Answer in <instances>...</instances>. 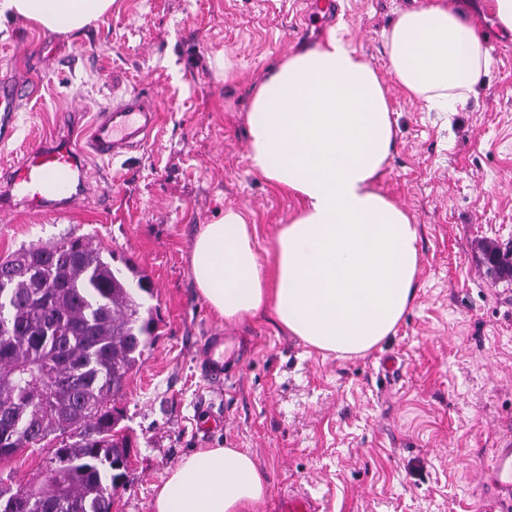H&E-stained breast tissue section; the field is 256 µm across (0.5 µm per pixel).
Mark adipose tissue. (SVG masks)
Returning a JSON list of instances; mask_svg holds the SVG:
<instances>
[{"mask_svg": "<svg viewBox=\"0 0 512 512\" xmlns=\"http://www.w3.org/2000/svg\"><path fill=\"white\" fill-rule=\"evenodd\" d=\"M114 0H0L54 32H76ZM389 67L408 96L457 112L483 87L490 58L467 5L418 0L385 35ZM252 168L293 194L272 265L261 263L243 210L225 209L192 247L196 285L229 321L268 310L289 334L339 356L364 354L390 336L411 306L419 230L377 188L396 145L387 92L374 66L341 33L286 57L254 90L247 118ZM267 490L246 450L186 455L157 490L154 512H249Z\"/></svg>", "mask_w": 512, "mask_h": 512, "instance_id": "adipose-tissue-1", "label": "adipose tissue"}]
</instances>
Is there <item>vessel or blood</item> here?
I'll list each match as a JSON object with an SVG mask.
<instances>
[{
    "mask_svg": "<svg viewBox=\"0 0 512 512\" xmlns=\"http://www.w3.org/2000/svg\"><path fill=\"white\" fill-rule=\"evenodd\" d=\"M32 90L23 83H0V112L16 111ZM159 107L154 96L131 91L98 108L96 118L82 131L80 142L60 139L37 144L26 153L7 179L10 200L30 213L60 211L79 203L86 189L81 155L113 158L142 147L158 120ZM222 337H213L200 351V370L209 380L224 377V362L215 352ZM492 489L486 512H512V440L496 449L488 470Z\"/></svg>",
    "mask_w": 512,
    "mask_h": 512,
    "instance_id": "1",
    "label": "vessel or blood"
}]
</instances>
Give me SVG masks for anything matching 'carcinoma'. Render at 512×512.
<instances>
[{"label":"carcinoma","instance_id":"carcinoma-1","mask_svg":"<svg viewBox=\"0 0 512 512\" xmlns=\"http://www.w3.org/2000/svg\"><path fill=\"white\" fill-rule=\"evenodd\" d=\"M112 251L83 236L31 244L0 261L8 304L0 328V460L21 444L59 443L51 476L0 477V512H110L128 447L114 405L156 329L144 295Z\"/></svg>","mask_w":512,"mask_h":512}]
</instances>
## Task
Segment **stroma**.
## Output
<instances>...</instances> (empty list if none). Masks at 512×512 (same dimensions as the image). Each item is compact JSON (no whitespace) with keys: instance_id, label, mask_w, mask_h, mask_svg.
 <instances>
[{"instance_id":"35a3bbf8","label":"stroma","mask_w":512,"mask_h":512,"mask_svg":"<svg viewBox=\"0 0 512 512\" xmlns=\"http://www.w3.org/2000/svg\"><path fill=\"white\" fill-rule=\"evenodd\" d=\"M491 64L458 112L407 97L383 34L414 0H114L78 33L0 22V78L36 84L0 114V172L38 142L79 139L96 108L140 88L160 119L143 149L87 158L88 193L68 210L13 207L0 257L85 236L153 285L159 323L115 405L131 440L112 512H153L157 489L198 448H241L267 478L251 512L300 491L322 512H478L484 476L512 437V280L485 274L479 246L512 245V32L471 0ZM338 30L387 89L397 142L378 184L419 229L414 302L380 348L339 357L281 330L271 313L228 322L200 295L195 236L246 212L268 262L296 201L250 166L254 88L289 53ZM224 336L230 378L203 381L197 350Z\"/></svg>"}]
</instances>
